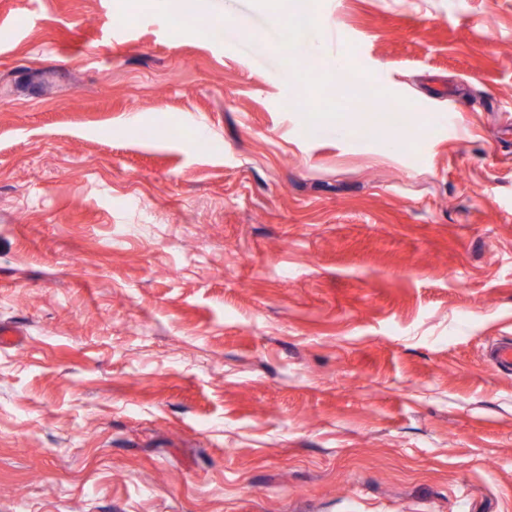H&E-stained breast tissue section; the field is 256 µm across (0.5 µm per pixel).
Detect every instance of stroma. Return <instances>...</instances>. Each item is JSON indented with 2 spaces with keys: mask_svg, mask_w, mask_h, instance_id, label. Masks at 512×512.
<instances>
[{
  "mask_svg": "<svg viewBox=\"0 0 512 512\" xmlns=\"http://www.w3.org/2000/svg\"><path fill=\"white\" fill-rule=\"evenodd\" d=\"M298 15L0 0V512H512V0Z\"/></svg>",
  "mask_w": 512,
  "mask_h": 512,
  "instance_id": "stroma-1",
  "label": "stroma"
}]
</instances>
